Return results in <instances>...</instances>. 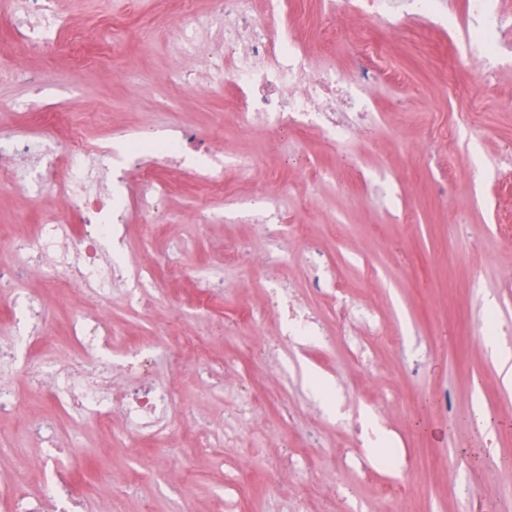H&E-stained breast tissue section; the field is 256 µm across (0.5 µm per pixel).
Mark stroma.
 <instances>
[{"label":"stroma","mask_w":512,"mask_h":512,"mask_svg":"<svg viewBox=\"0 0 512 512\" xmlns=\"http://www.w3.org/2000/svg\"><path fill=\"white\" fill-rule=\"evenodd\" d=\"M96 59L67 87L68 59L20 54L39 75L43 111L63 104L89 141L103 132L171 122L193 128L225 159L258 163L224 171L226 201L277 195L290 226L284 262L249 270L245 255L267 243L243 213L202 223L207 203L191 171H167L177 189L170 220L129 231V251L155 262V305L144 313L116 293L108 309L118 345L163 347L196 336L205 360H158L155 376L175 385L180 411L173 447L135 446L111 429L77 428L48 393L14 374L16 410L0 414V512L14 487L34 491L49 472L28 420L49 415L59 447L72 449L73 485L84 512H512V388L485 345L512 351V64L472 84L455 43L467 0H444L441 16L368 22L336 19V37L313 31L318 0H296L307 48L319 61L357 69L377 40L384 74L371 88L381 120L344 147L315 128L278 133L240 127L224 102L201 96L149 0H70ZM387 176L390 198L366 182ZM43 201L0 187V269L26 293L46 295L52 339L24 362L69 356L64 326L84 298L47 291L41 273L17 263L7 242L32 228ZM320 254L324 270L309 266ZM236 279L211 312L197 305L196 271ZM288 281L325 336L286 339L267 288ZM256 315L258 326L246 322ZM388 446L366 442L367 421ZM110 476L120 497L99 490Z\"/></svg>","instance_id":"1"}]
</instances>
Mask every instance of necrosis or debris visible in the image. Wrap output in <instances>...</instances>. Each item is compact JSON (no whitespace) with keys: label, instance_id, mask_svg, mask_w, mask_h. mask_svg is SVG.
<instances>
[{"label":"necrosis or debris","instance_id":"4bbe7bcc","mask_svg":"<svg viewBox=\"0 0 512 512\" xmlns=\"http://www.w3.org/2000/svg\"><path fill=\"white\" fill-rule=\"evenodd\" d=\"M253 2L207 0L199 13L195 0H181L180 11L170 13L166 22L169 45L187 74L201 76L205 91L231 84L228 106L243 126H313L339 146L362 133L379 112L368 88L381 71L364 65L353 74L332 63L316 64L287 0H264L260 12ZM7 12L25 36L28 52L71 53L82 38L72 25L67 0H10ZM468 13L482 28L468 37L465 53L474 71L487 79L494 73L493 60L503 56L499 14L493 0H468ZM214 27L221 29V37L207 56H199L196 41ZM4 158L10 161L8 186L35 199L47 189L56 196L32 234L13 238L10 247L22 264L40 269L49 287L80 289L88 301L70 323L72 360L28 365L30 387L48 389L52 401L79 423L115 427L135 443L151 440L169 446L170 423L178 414L175 391L156 381L150 346L127 344L122 363L113 361L112 323L102 308L113 292L133 282L142 292L130 295V302L145 309L151 305L154 276L139 269L125 242L131 215L145 218L150 232L163 211L171 185L156 162L179 166L200 160L199 193L220 196L223 157L207 151L192 129L176 124L93 145L58 110L40 127L0 121V160ZM132 163L143 168L135 187L124 171ZM247 221L269 244L265 264H281L288 234L277 198L262 195L259 204L250 205ZM46 322L40 299L15 293L12 335L0 344V413L17 407L13 371L23 348L45 338ZM49 505L54 512H83L82 499L62 476L10 498V512H45Z\"/></svg>","mask_w":512,"mask_h":512}]
</instances>
